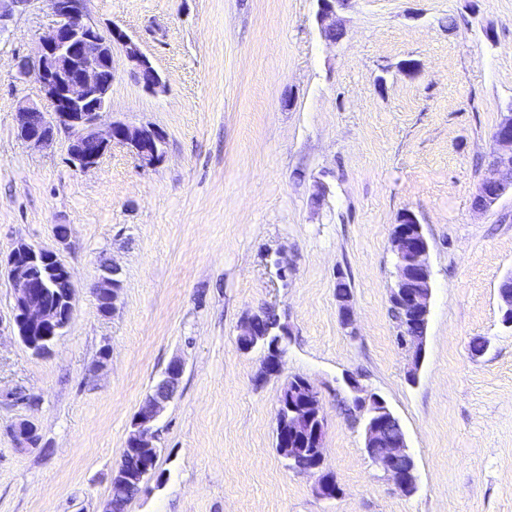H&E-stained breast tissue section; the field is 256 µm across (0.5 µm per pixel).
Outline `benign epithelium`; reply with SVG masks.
I'll return each instance as SVG.
<instances>
[{
	"label": "benign epithelium",
	"instance_id": "1",
	"mask_svg": "<svg viewBox=\"0 0 512 512\" xmlns=\"http://www.w3.org/2000/svg\"><path fill=\"white\" fill-rule=\"evenodd\" d=\"M36 0H0V35L6 32L15 16L26 12ZM53 23L40 37L36 54L21 59L16 67V80L39 84L41 102L22 100L17 108L19 138L34 149H43L59 137L68 142V163L80 171L96 167L104 154L115 145L129 147L145 166H153L165 156V136L150 126L133 127L122 120L103 122L104 98L110 92L113 58L119 52L131 67L137 83L149 94L166 88L164 76L142 52L139 44L120 27L106 29L91 19L88 0H47ZM317 20L326 32L336 27V10L345 0H317ZM485 179L495 193L479 206L491 208L505 193L512 192V113L501 118L493 144ZM391 241L396 256V284L390 294L395 309L404 318L422 326L429 320L432 296L430 245L416 216L405 212L394 225ZM68 270L57 252L17 243L5 262L8 277L15 285L14 312L11 327L16 332L28 326L41 325L48 336L58 335L60 325L54 311L37 299L38 278L34 264ZM503 323L512 328V274L499 285ZM414 366H419L425 353V336L411 335L405 344ZM184 364L172 360L159 383L178 386ZM344 382L355 394L354 405L362 412L364 448L370 460L389 477L404 494L416 492L417 470L407 441L390 436L393 412L377 393L364 388L359 380L347 375ZM172 394L152 398L148 413L135 415L131 439L144 448L155 447L156 423ZM278 410L285 415L288 430L277 428L279 447L288 445L298 429L308 427L312 436L307 444L311 452L300 473L321 474L324 470L325 416L317 388L306 378L293 376L281 391ZM36 423L21 420L7 429V436L17 448L28 447V435Z\"/></svg>",
	"mask_w": 512,
	"mask_h": 512
}]
</instances>
